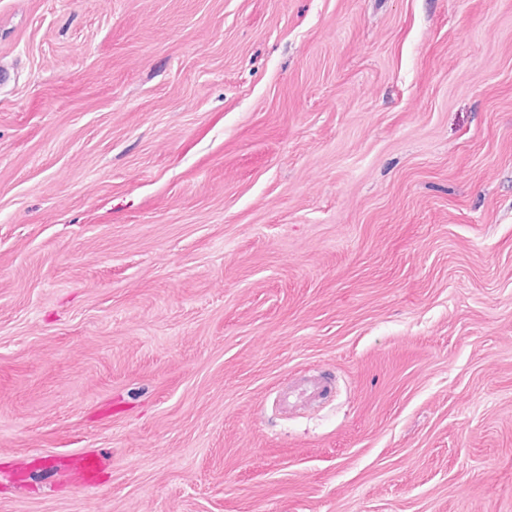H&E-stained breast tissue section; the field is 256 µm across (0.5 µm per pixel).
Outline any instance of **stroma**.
<instances>
[{"label":"stroma","instance_id":"obj_1","mask_svg":"<svg viewBox=\"0 0 512 512\" xmlns=\"http://www.w3.org/2000/svg\"><path fill=\"white\" fill-rule=\"evenodd\" d=\"M1 70L0 512H512V0H0Z\"/></svg>","mask_w":512,"mask_h":512}]
</instances>
